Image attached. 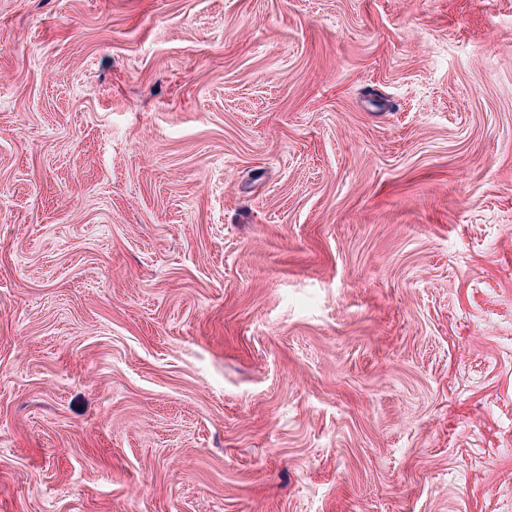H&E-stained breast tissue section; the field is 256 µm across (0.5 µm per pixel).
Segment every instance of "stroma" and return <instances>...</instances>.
I'll list each match as a JSON object with an SVG mask.
<instances>
[{
	"label": "stroma",
	"instance_id": "1",
	"mask_svg": "<svg viewBox=\"0 0 512 512\" xmlns=\"http://www.w3.org/2000/svg\"><path fill=\"white\" fill-rule=\"evenodd\" d=\"M0 512H512V0H0Z\"/></svg>",
	"mask_w": 512,
	"mask_h": 512
}]
</instances>
